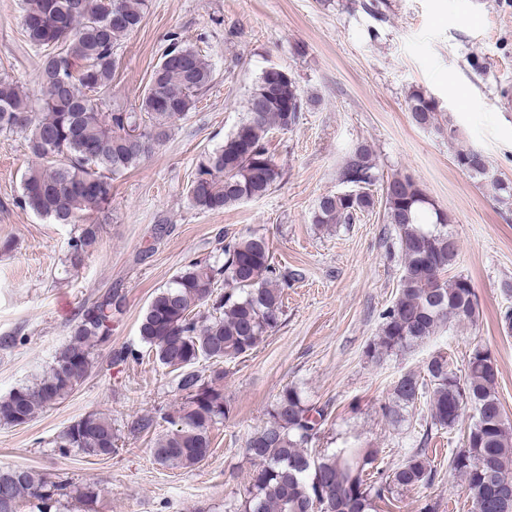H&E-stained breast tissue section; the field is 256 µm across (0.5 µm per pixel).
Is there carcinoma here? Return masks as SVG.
I'll return each mask as SVG.
<instances>
[{
  "instance_id": "1",
  "label": "carcinoma",
  "mask_w": 512,
  "mask_h": 512,
  "mask_svg": "<svg viewBox=\"0 0 512 512\" xmlns=\"http://www.w3.org/2000/svg\"><path fill=\"white\" fill-rule=\"evenodd\" d=\"M147 0H111L101 11L93 0H22V23L32 45L44 48L40 76L43 96L34 109L7 79H0V133L29 134L39 163L22 177L18 204L50 218L73 224L109 210L112 177L136 167L171 133L172 121L196 107L214 81V68L198 49L172 39L156 64L138 105L132 110L101 105L116 68L115 46L137 30ZM316 101L304 96L286 71H263L247 99L246 116L206 153L187 188L189 205L200 212H220L265 195L282 171L267 148L273 129L288 131ZM414 122L434 128L438 102L422 90L406 100ZM138 127L145 147L127 137ZM456 165L486 183L495 198L512 203V182L487 166L482 151L459 149ZM340 180L360 185L354 196L328 193L318 200L315 224H351L375 206L370 187L379 180L371 147L354 146ZM387 223L397 234L402 275L392 305L382 314L378 336L368 354L402 351L452 322L473 321L478 303L470 281L447 278L459 257V243L448 231V214L409 175L395 174L385 185ZM100 225L81 224L69 241L72 266H80L95 246ZM224 261H191L150 301L139 326L143 344L155 359L176 373L182 402L173 414L144 415L129 426L132 434L149 433L164 421L171 428L152 448L155 461L171 468H190L209 454L211 430L228 414L224 403V370L205 374L200 360L219 365L256 349L280 324L282 288L287 275L274 264L269 243L261 236L224 239ZM125 295L110 289L82 306L67 345L43 377L0 397V424L21 425L43 409L64 400L93 367L91 348L111 335L112 318L123 312ZM488 351L476 347L467 361L465 380L449 369L448 357L437 353L424 374H404L394 382L391 402L382 407L391 423L400 410L426 401L431 425L455 427L466 407L476 410L465 432V447L449 468L479 496L474 512H512V497L495 487L512 482V428L503 423L497 397L498 372L488 365ZM325 410L306 400L293 386L283 388L266 411V421L248 439L246 452L255 463L243 512H313L318 492L331 512H374L390 503L395 492L432 482L435 470L426 449L415 448L392 476L378 480L380 449L356 442L334 453L313 452ZM62 455L75 449L88 458L117 450L112 420L90 413L54 440ZM99 490L64 476L50 477L30 468H0V512H20L33 500L38 512H51L69 500L92 502Z\"/></svg>"
}]
</instances>
